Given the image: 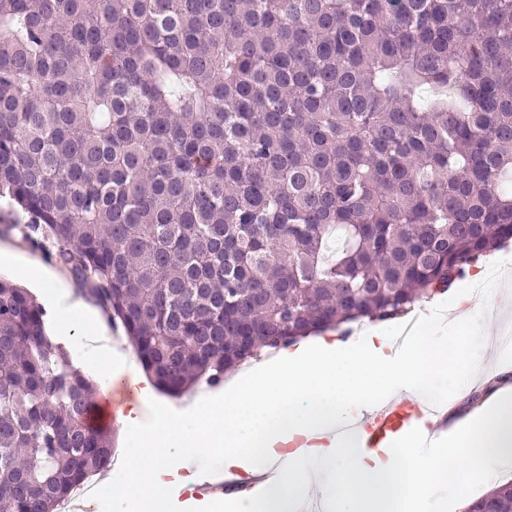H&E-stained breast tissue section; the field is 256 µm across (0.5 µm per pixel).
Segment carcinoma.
<instances>
[{
	"label": "carcinoma",
	"instance_id": "obj_1",
	"mask_svg": "<svg viewBox=\"0 0 512 512\" xmlns=\"http://www.w3.org/2000/svg\"><path fill=\"white\" fill-rule=\"evenodd\" d=\"M0 198L171 395L401 318L512 240V0H0ZM94 396L0 279V508L110 464Z\"/></svg>",
	"mask_w": 512,
	"mask_h": 512
}]
</instances>
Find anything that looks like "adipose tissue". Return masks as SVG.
<instances>
[{"label":"adipose tissue","instance_id":"ef3b65f1","mask_svg":"<svg viewBox=\"0 0 512 512\" xmlns=\"http://www.w3.org/2000/svg\"><path fill=\"white\" fill-rule=\"evenodd\" d=\"M38 283L52 291L57 306L69 311L104 376L117 370L138 377L139 368L112 344L95 310L73 298L63 277L41 269ZM468 361L466 374L479 376L486 344L478 336L441 334L425 327L391 351L385 337L341 343L300 342L250 373L223 403L197 398L162 410L151 388L118 412L120 423L151 420L135 451L127 453V480L104 481L114 496L134 501L138 512H168L165 476L199 448L224 451L229 476L257 477L278 465L277 477L262 482L245 498L228 496L232 512H301L310 497H322L326 512H417L421 502L445 512V491L466 499L476 481L490 480L512 460V363L500 361L501 384L490 392V412L473 411L455 422L436 453L417 447V433L401 428L389 442L366 447L364 440H331L336 427L368 411L382 398L417 392L445 373L454 354ZM326 436L310 456L296 452L295 439Z\"/></svg>","mask_w":512,"mask_h":512}]
</instances>
